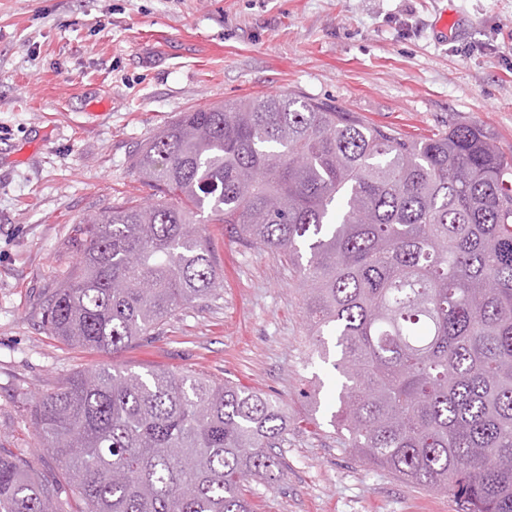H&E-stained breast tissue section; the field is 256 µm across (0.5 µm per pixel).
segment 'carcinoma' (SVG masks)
<instances>
[{
  "label": "carcinoma",
  "instance_id": "obj_1",
  "mask_svg": "<svg viewBox=\"0 0 512 512\" xmlns=\"http://www.w3.org/2000/svg\"><path fill=\"white\" fill-rule=\"evenodd\" d=\"M156 201L75 227L46 329L110 352L216 295L198 216L298 274L308 330L336 337L337 428L361 460L512 512V159L475 125L413 139L296 94L182 113L134 157ZM66 488L0 453V512H253L276 480L280 402L231 382L113 366L38 398Z\"/></svg>",
  "mask_w": 512,
  "mask_h": 512
}]
</instances>
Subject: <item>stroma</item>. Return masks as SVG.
I'll return each instance as SVG.
<instances>
[{"mask_svg":"<svg viewBox=\"0 0 512 512\" xmlns=\"http://www.w3.org/2000/svg\"><path fill=\"white\" fill-rule=\"evenodd\" d=\"M509 40L512 0H0V452L60 478L35 399L78 371L164 370L282 401L283 475L253 483L255 512H459L357 459L332 424L338 353L310 336L296 273L223 225L206 227L217 297L152 339L92 351L41 312L76 267L75 225L151 200L133 155L180 113L290 92L411 138L476 125L510 157Z\"/></svg>","mask_w":512,"mask_h":512,"instance_id":"obj_1","label":"stroma"}]
</instances>
